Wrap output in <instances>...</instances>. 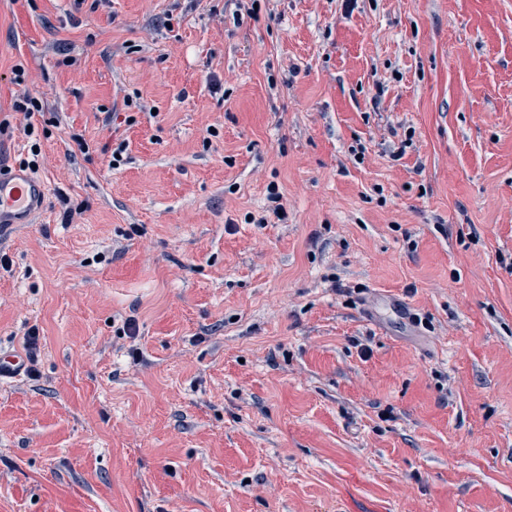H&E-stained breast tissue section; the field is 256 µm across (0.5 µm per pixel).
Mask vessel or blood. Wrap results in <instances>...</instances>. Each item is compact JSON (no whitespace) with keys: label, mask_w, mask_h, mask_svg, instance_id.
I'll return each mask as SVG.
<instances>
[{"label":"vessel or blood","mask_w":512,"mask_h":512,"mask_svg":"<svg viewBox=\"0 0 512 512\" xmlns=\"http://www.w3.org/2000/svg\"><path fill=\"white\" fill-rule=\"evenodd\" d=\"M49 187L30 169L0 166V228L31 224L45 209Z\"/></svg>","instance_id":"obj_1"}]
</instances>
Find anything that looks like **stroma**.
I'll return each instance as SVG.
<instances>
[{"mask_svg": "<svg viewBox=\"0 0 512 512\" xmlns=\"http://www.w3.org/2000/svg\"><path fill=\"white\" fill-rule=\"evenodd\" d=\"M4 119L0 512H512V0H0ZM15 113L23 115L26 121L24 132L27 136H32L35 132V126L31 122V118L42 111L43 106L41 99L30 92L28 89L24 90L22 94L18 95L13 104ZM48 194L46 180L29 168L0 166V235L4 226L33 224Z\"/></svg>", "mask_w": 512, "mask_h": 512, "instance_id": "obj_1", "label": "stroma"}]
</instances>
